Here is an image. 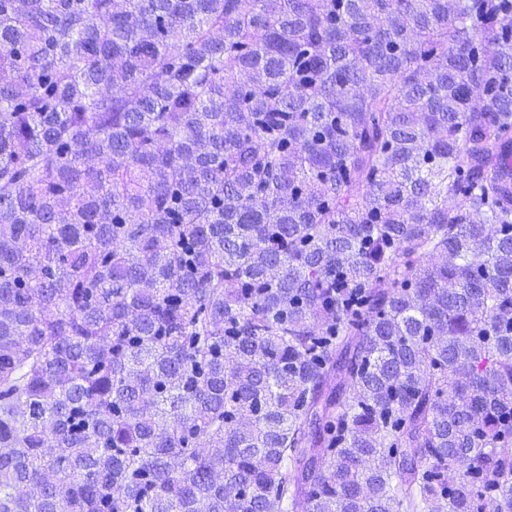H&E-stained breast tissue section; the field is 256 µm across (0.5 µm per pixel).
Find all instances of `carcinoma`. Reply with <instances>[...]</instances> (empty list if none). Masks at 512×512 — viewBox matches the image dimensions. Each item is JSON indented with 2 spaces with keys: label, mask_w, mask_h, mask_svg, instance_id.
<instances>
[{
  "label": "carcinoma",
  "mask_w": 512,
  "mask_h": 512,
  "mask_svg": "<svg viewBox=\"0 0 512 512\" xmlns=\"http://www.w3.org/2000/svg\"><path fill=\"white\" fill-rule=\"evenodd\" d=\"M512 512V0H0V512Z\"/></svg>",
  "instance_id": "carcinoma-1"
}]
</instances>
